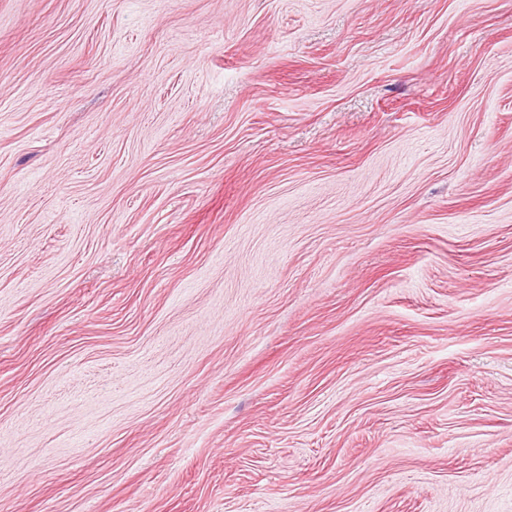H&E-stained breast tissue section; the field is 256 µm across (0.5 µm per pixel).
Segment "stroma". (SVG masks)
<instances>
[{
	"label": "stroma",
	"instance_id": "stroma-1",
	"mask_svg": "<svg viewBox=\"0 0 512 512\" xmlns=\"http://www.w3.org/2000/svg\"><path fill=\"white\" fill-rule=\"evenodd\" d=\"M0 512H512V0H0Z\"/></svg>",
	"mask_w": 512,
	"mask_h": 512
}]
</instances>
